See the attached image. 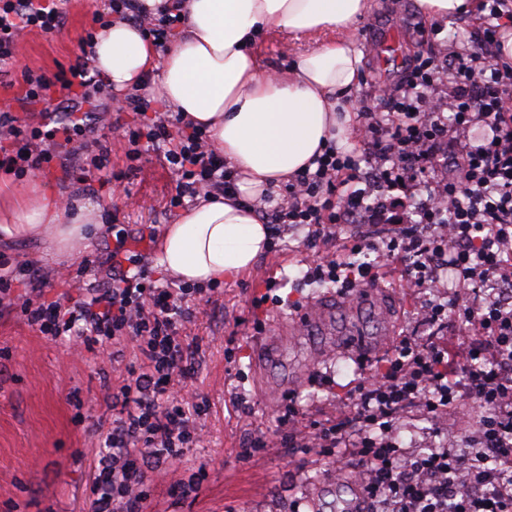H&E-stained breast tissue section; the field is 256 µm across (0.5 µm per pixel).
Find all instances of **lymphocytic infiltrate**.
Instances as JSON below:
<instances>
[{"instance_id": "obj_1", "label": "lymphocytic infiltrate", "mask_w": 512, "mask_h": 512, "mask_svg": "<svg viewBox=\"0 0 512 512\" xmlns=\"http://www.w3.org/2000/svg\"><path fill=\"white\" fill-rule=\"evenodd\" d=\"M181 3L172 0L151 17L137 0H100L94 21L103 26L118 15L163 49L184 22ZM482 8L489 23L478 45L452 44L446 58L418 59L398 93L376 103L359 99V153L327 144L316 169L296 174L281 202L262 212L265 223L304 228L311 243L333 240L339 224L390 227L394 236L353 246L374 260L356 265L334 253L311 265L306 278L338 283L352 298L379 268H397L408 287L432 293L418 313L437 338H399L390 372L364 376L354 412L310 425L303 413L288 414L290 447L335 449V472L353 469L368 512H512V302L501 299L512 287V60L496 54L494 25L512 19V0H482ZM66 19V0H0V67L18 62L26 34L61 32ZM93 40L90 31L80 37L76 62L54 76L23 71L15 103L0 105L1 170L19 178L56 166L69 177L111 182L108 146L98 145L89 163L80 161L95 131L80 106L105 86L92 66ZM55 85L70 95L64 119L25 117ZM477 128L482 137H474ZM109 129L127 138L133 156L166 147L178 176L170 207L234 188L210 135L183 125L179 113L154 111L150 99L129 94ZM134 236L129 225H113L101 259L104 278L66 303L45 301L49 277L38 266L0 254L1 308L41 334L67 332L81 345L135 342L142 357L140 371L130 372L115 394L122 408L105 439L91 512H142L144 461L179 458L199 441L196 417L175 387L192 370L178 328L191 316L185 302L193 291L158 286L146 254L131 248ZM434 260L456 278L445 301L437 297L439 279L427 272ZM18 285L27 293H15ZM470 407L479 416L465 447L425 440L406 448L393 433L407 414L436 424Z\"/></svg>"}]
</instances>
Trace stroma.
<instances>
[{
	"label": "stroma",
	"mask_w": 512,
	"mask_h": 512,
	"mask_svg": "<svg viewBox=\"0 0 512 512\" xmlns=\"http://www.w3.org/2000/svg\"><path fill=\"white\" fill-rule=\"evenodd\" d=\"M94 6V0H68L63 32L27 35L20 66L50 76L73 64L80 35L93 26ZM349 35L365 56L361 80L346 96L351 107L372 86H399L417 58L444 56L449 40L471 41L476 30L469 13L440 23L426 18L415 0H376ZM128 149L127 140L113 139L110 166L118 179L112 184L65 181L56 168L38 179L58 196L96 204L102 223L167 228L178 218L166 209L177 175L159 151L134 160ZM353 234L352 227H338L335 243ZM107 241L98 237L73 260L48 253L39 238H2L0 253L47 272L46 300L64 301L73 279H99L97 261ZM335 243H307L300 228L272 234L248 273L189 298L193 316L180 334L195 353L187 385L203 410L199 424L207 442L188 449L180 465L149 469L145 512H343L350 487L323 485L334 454L285 444L255 457L246 453L255 438L279 431L291 408L321 423L337 409L352 410L361 375L354 357L334 354L344 338L383 335L392 343L428 333L415 322L422 296L405 288L400 274L378 279L351 306L336 283L305 279L309 264L333 252ZM312 300L326 302V318L290 332ZM275 336L284 339L278 358L257 362V346ZM69 342L66 335H42L17 314L0 315V512H90V486L116 416L112 391L140 367L141 356L128 342L104 366L92 349L71 356ZM316 486L322 492L313 508L305 494Z\"/></svg>",
	"instance_id": "35a3bbf8"
}]
</instances>
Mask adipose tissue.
<instances>
[{
	"label": "adipose tissue",
	"instance_id": "adipose-tissue-1",
	"mask_svg": "<svg viewBox=\"0 0 512 512\" xmlns=\"http://www.w3.org/2000/svg\"><path fill=\"white\" fill-rule=\"evenodd\" d=\"M371 0H184L187 21L158 52L138 26L116 21L99 32L96 65L114 92L159 75L167 110L204 128L236 174V190L199 198L161 239L166 273L187 283L232 280L249 271L269 244L255 209L310 166L363 64L348 35ZM278 30L315 45L282 71L265 70L261 39ZM99 213L64 203L40 185L0 203V237H44L49 251L87 248Z\"/></svg>",
	"mask_w": 512,
	"mask_h": 512
}]
</instances>
